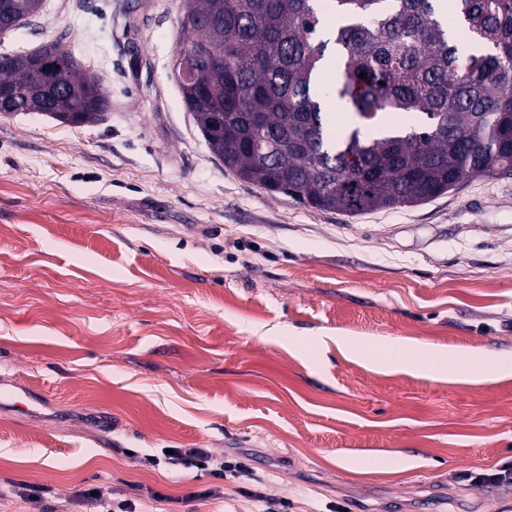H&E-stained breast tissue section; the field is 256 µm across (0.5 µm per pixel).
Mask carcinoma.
Wrapping results in <instances>:
<instances>
[{"label":"carcinoma","instance_id":"carcinoma-1","mask_svg":"<svg viewBox=\"0 0 512 512\" xmlns=\"http://www.w3.org/2000/svg\"><path fill=\"white\" fill-rule=\"evenodd\" d=\"M35 0H0L11 32ZM185 0L177 55L206 50L183 103L243 180L320 210L416 206L467 178L512 175V0ZM331 65L350 124L335 131ZM365 78H360V75ZM0 109L73 126L108 107L101 78L56 40L0 57Z\"/></svg>","mask_w":512,"mask_h":512}]
</instances>
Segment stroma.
<instances>
[{"instance_id": "obj_1", "label": "stroma", "mask_w": 512, "mask_h": 512, "mask_svg": "<svg viewBox=\"0 0 512 512\" xmlns=\"http://www.w3.org/2000/svg\"><path fill=\"white\" fill-rule=\"evenodd\" d=\"M184 0H44L0 57L58 39L103 80L91 126L0 114V512L79 491L154 512H512V175L348 214L240 180L171 76ZM417 343L448 378L369 363ZM488 371H467L472 357ZM241 454L255 484L146 464ZM41 487L27 502L16 488ZM24 396L31 406L28 408L25 404L19 401V399ZM38 403V399L36 396H33L29 392L23 390L17 383L13 381H5L0 380V407H15L18 404L24 405L26 407V411L31 414L35 411V406Z\"/></svg>"}]
</instances>
